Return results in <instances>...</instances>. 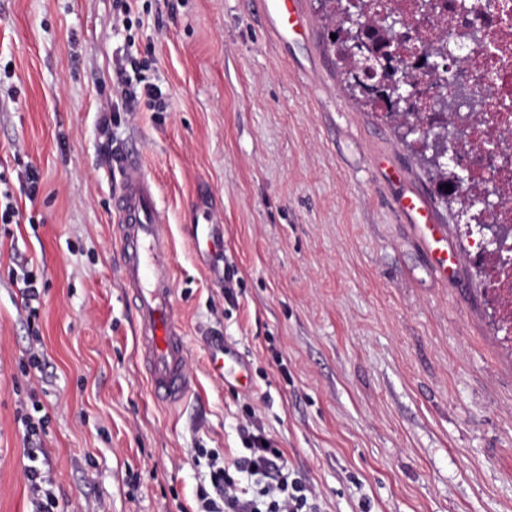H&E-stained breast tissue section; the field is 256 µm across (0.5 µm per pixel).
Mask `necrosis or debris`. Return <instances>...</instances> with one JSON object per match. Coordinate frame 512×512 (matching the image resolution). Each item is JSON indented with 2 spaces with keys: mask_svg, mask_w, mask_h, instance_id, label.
Returning <instances> with one entry per match:
<instances>
[{
  "mask_svg": "<svg viewBox=\"0 0 512 512\" xmlns=\"http://www.w3.org/2000/svg\"><path fill=\"white\" fill-rule=\"evenodd\" d=\"M447 25L464 35L456 54L475 80L473 94L482 101L469 115L468 149L479 159L472 180L479 184L487 175L495 176L503 196L489 219L510 224L512 164L481 157L480 148L492 140L512 143V0H435L426 30L435 35Z\"/></svg>",
  "mask_w": 512,
  "mask_h": 512,
  "instance_id": "necrosis-or-debris-1",
  "label": "necrosis or debris"
}]
</instances>
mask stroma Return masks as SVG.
I'll return each mask as SVG.
<instances>
[{
	"label": "stroma",
	"mask_w": 512,
	"mask_h": 512,
	"mask_svg": "<svg viewBox=\"0 0 512 512\" xmlns=\"http://www.w3.org/2000/svg\"><path fill=\"white\" fill-rule=\"evenodd\" d=\"M306 34L275 36L258 0H134L165 109L115 127L136 142L165 209L172 314L188 396L150 395L113 237L101 148L112 92V0H0V173L25 223L0 238V512H29L15 421L31 339L12 280L46 285L38 319L59 512H196L201 449L244 455L256 420L323 512H512V342L468 234L393 116L350 90L319 0ZM427 199L456 258L441 279L395 202ZM221 245L200 251L195 225ZM233 299H225V270ZM246 364L247 383L210 369Z\"/></svg>",
	"instance_id": "35a3bbf8"
}]
</instances>
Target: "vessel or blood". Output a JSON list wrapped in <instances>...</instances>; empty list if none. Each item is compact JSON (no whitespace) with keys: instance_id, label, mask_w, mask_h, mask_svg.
Returning a JSON list of instances; mask_svg holds the SVG:
<instances>
[{"instance_id":"vessel-or-blood-1","label":"vessel or blood","mask_w":512,"mask_h":512,"mask_svg":"<svg viewBox=\"0 0 512 512\" xmlns=\"http://www.w3.org/2000/svg\"><path fill=\"white\" fill-rule=\"evenodd\" d=\"M259 3L276 35L305 32L299 0H259ZM111 170L119 177L113 196L114 230L122 255V282L138 326L137 351L152 397L172 406L188 393L190 381L186 372V336L171 314L172 246L164 231L165 207L136 145L127 144L115 151ZM398 206L429 244L439 274L448 276L445 238L425 197L413 191L403 195Z\"/></svg>"}]
</instances>
